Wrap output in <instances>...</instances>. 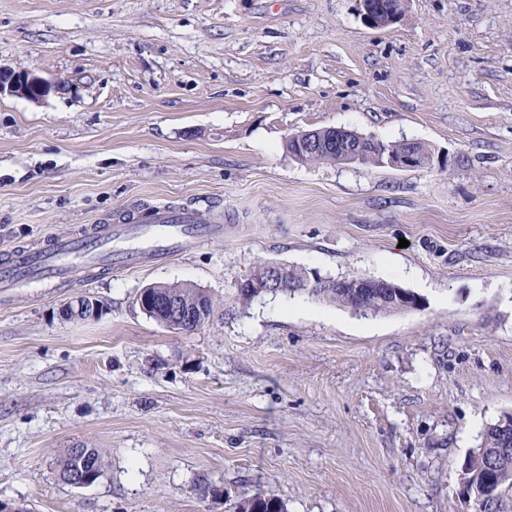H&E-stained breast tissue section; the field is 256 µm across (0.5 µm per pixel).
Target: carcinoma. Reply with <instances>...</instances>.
<instances>
[{
    "instance_id": "1",
    "label": "carcinoma",
    "mask_w": 512,
    "mask_h": 512,
    "mask_svg": "<svg viewBox=\"0 0 512 512\" xmlns=\"http://www.w3.org/2000/svg\"><path fill=\"white\" fill-rule=\"evenodd\" d=\"M414 149L419 158L418 167L429 164L430 150L422 143L409 146L405 142L379 141L369 145L361 164L382 166L388 157H396L408 149ZM297 158L310 163H342L337 150H321L302 153ZM285 288L283 296L305 293L312 298L348 307L365 314L389 313L399 310L398 289L379 288L372 296H364L355 288H345L334 280H322L317 274L302 269L284 267ZM154 292L165 293L183 303H203V320H208L213 311L212 298L202 289L191 284L163 283L155 286ZM500 423L486 430L481 445L474 449L466 461L462 485L471 491L476 512H512V447L501 448ZM59 478L71 483L72 474L80 470L89 478L87 485L95 483L107 467V462L96 448H87L84 456H75L68 448L57 461ZM236 512H286V504L279 498L257 493L244 497L235 506Z\"/></svg>"
}]
</instances>
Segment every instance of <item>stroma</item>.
<instances>
[{
  "mask_svg": "<svg viewBox=\"0 0 512 512\" xmlns=\"http://www.w3.org/2000/svg\"><path fill=\"white\" fill-rule=\"evenodd\" d=\"M0 65L62 84L0 97V255L156 205L224 218L223 238L158 263L0 291V499L468 512L461 466L512 413V0H409L382 29L359 0H0ZM327 127L424 143L431 163L285 150ZM264 261L423 306L239 305ZM177 282L214 298L191 332L136 303ZM80 296L102 315L61 318ZM68 448L99 449L104 475L62 483ZM235 509L236 512H286V504L274 496L257 493L240 499Z\"/></svg>",
  "mask_w": 512,
  "mask_h": 512,
  "instance_id": "obj_1",
  "label": "stroma"
}]
</instances>
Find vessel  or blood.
I'll list each match as a JSON object with an SVG mask.
<instances>
[{
  "label": "vessel or blood",
  "mask_w": 512,
  "mask_h": 512,
  "mask_svg": "<svg viewBox=\"0 0 512 512\" xmlns=\"http://www.w3.org/2000/svg\"><path fill=\"white\" fill-rule=\"evenodd\" d=\"M143 223L149 224L152 242L143 251H129L114 255V268L134 267L144 256L166 258L180 254L187 241L223 235L224 227L214 220L202 219L197 211L173 207H157L144 211ZM124 228L96 229L89 236L51 237L48 246L14 252L0 264V286L12 288L20 283H37L67 273L68 260L94 255L112 240L123 236Z\"/></svg>",
  "instance_id": "1"
}]
</instances>
